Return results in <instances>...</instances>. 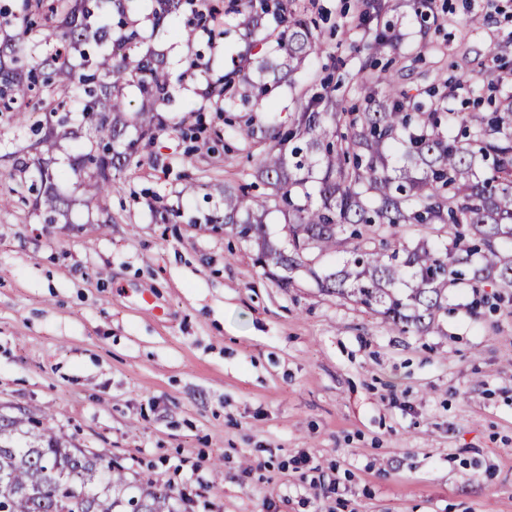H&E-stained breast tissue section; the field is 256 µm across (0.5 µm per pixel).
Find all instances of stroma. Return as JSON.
Returning <instances> with one entry per match:
<instances>
[{
  "instance_id": "35a3bbf8",
  "label": "stroma",
  "mask_w": 512,
  "mask_h": 512,
  "mask_svg": "<svg viewBox=\"0 0 512 512\" xmlns=\"http://www.w3.org/2000/svg\"><path fill=\"white\" fill-rule=\"evenodd\" d=\"M296 6L320 51L274 86L276 111L328 77L353 98L392 66L421 98L441 72L501 76L497 97H512V0H432L424 20L390 0L367 24L362 0ZM387 25L396 48L370 60ZM179 43L160 32L142 45L168 57L167 127L111 195L87 200L68 174L89 145L80 135L43 156L67 218L0 207V411L51 415L57 435L133 484L190 498L180 512H512V288L449 286L434 326L402 334L303 271L281 287L254 244L200 221L255 169L236 141L206 145L224 126L206 85L248 43L232 27L171 57ZM198 54L209 72L181 79ZM173 210L179 222L164 223Z\"/></svg>"
}]
</instances>
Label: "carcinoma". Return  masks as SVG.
I'll use <instances>...</instances> for the list:
<instances>
[{
	"mask_svg": "<svg viewBox=\"0 0 512 512\" xmlns=\"http://www.w3.org/2000/svg\"><path fill=\"white\" fill-rule=\"evenodd\" d=\"M294 2L229 0L222 9L213 0H110L121 17L114 31L105 14L90 22L103 0H20L18 12L4 21L17 33L0 42V123L24 127L34 114L49 112L63 126L71 112L81 113L86 133L106 135L112 145L78 154L71 171L88 200L103 199L139 145L166 126L160 112L169 101L170 72L160 55L138 51L141 35L131 15L144 8L154 27L167 22L176 32L188 9L192 28L185 36L192 41L218 15L232 14L252 46L278 44L281 60L261 70L291 82L319 49V35ZM91 41L99 48L93 59L82 49ZM74 51L83 59L80 74L70 61ZM133 85L141 99L132 125L126 89ZM267 92V84L252 79L244 55L231 56L206 90L226 113L224 135L239 141L247 156H258L255 178L269 193L252 195L251 183L226 186L224 214L206 215L204 223L224 224L255 242L264 273L302 267L322 291L363 305L402 333L431 328L448 309L450 282L512 288V252L503 251L512 243V99L480 96L471 112H446L434 91L418 100L392 71L355 86L358 107L332 96L328 81L319 93L301 94L286 128L261 104ZM250 98L266 113L261 131L227 116L237 101ZM131 125L136 136L129 139ZM456 126L462 135L451 140L445 129ZM36 127L44 133L30 148L52 151L56 126ZM294 139L305 147L286 151ZM30 167L16 151L9 176L19 177V189L33 195L34 209L54 224L66 216L68 200L53 175ZM272 211L284 217L286 247L266 239L264 218ZM403 225L438 236L450 227L453 240L399 243L395 230ZM128 488L121 467L72 447L49 422L21 408L0 413V512H178L167 486L148 480L137 495Z\"/></svg>",
	"mask_w": 512,
	"mask_h": 512,
	"instance_id": "cac0c4a2",
	"label": "carcinoma"
}]
</instances>
